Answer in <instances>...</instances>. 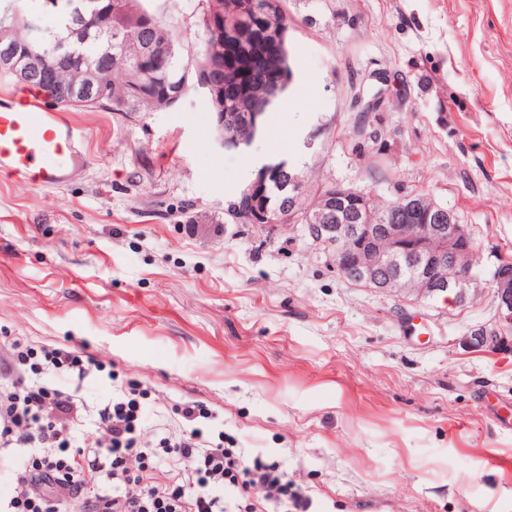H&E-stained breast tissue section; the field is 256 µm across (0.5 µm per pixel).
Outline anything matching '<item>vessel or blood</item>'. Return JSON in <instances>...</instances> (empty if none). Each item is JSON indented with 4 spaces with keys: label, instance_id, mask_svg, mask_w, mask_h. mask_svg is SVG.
<instances>
[{
    "label": "vessel or blood",
    "instance_id": "b4317fda",
    "mask_svg": "<svg viewBox=\"0 0 512 512\" xmlns=\"http://www.w3.org/2000/svg\"><path fill=\"white\" fill-rule=\"evenodd\" d=\"M87 132L71 117L46 109L37 97L0 98V175L22 187L66 185L89 163Z\"/></svg>",
    "mask_w": 512,
    "mask_h": 512
}]
</instances>
